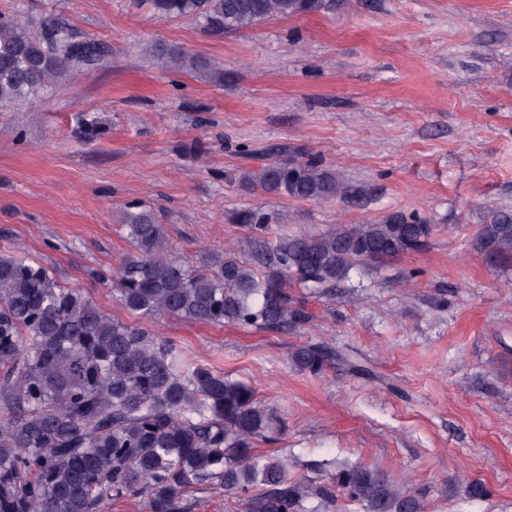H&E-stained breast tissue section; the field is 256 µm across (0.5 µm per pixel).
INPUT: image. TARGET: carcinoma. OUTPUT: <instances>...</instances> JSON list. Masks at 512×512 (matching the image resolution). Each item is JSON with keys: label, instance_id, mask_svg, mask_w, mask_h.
Segmentation results:
<instances>
[{"label": "carcinoma", "instance_id": "1", "mask_svg": "<svg viewBox=\"0 0 512 512\" xmlns=\"http://www.w3.org/2000/svg\"><path fill=\"white\" fill-rule=\"evenodd\" d=\"M159 18H194L222 36L269 19L322 12L331 0H146ZM172 70H199L224 84V69L163 44ZM108 46L82 41L58 15L0 13V109L36 103L73 72L106 60ZM268 159L243 170L245 192L317 204L362 207L371 189L339 168L304 157ZM248 253L207 270L166 237L158 216L129 202L123 224L133 251L112 276L116 301L141 319L176 317L263 331L300 330L313 319L293 289L333 288L361 265L385 266L420 250L434 231L396 211L377 223L338 224L319 234L290 233L280 213L234 214ZM482 247L512 255V213L481 229ZM334 353L300 345L293 365L319 374ZM282 434L247 384L191 361L170 338L124 322L61 283L21 252L0 251V512H107L141 498L149 512H191L187 495L215 486L243 498L245 512H302L332 490L367 512H422L419 498L370 467H341L330 485L297 480L278 457L253 454L256 440Z\"/></svg>", "mask_w": 512, "mask_h": 512}]
</instances>
